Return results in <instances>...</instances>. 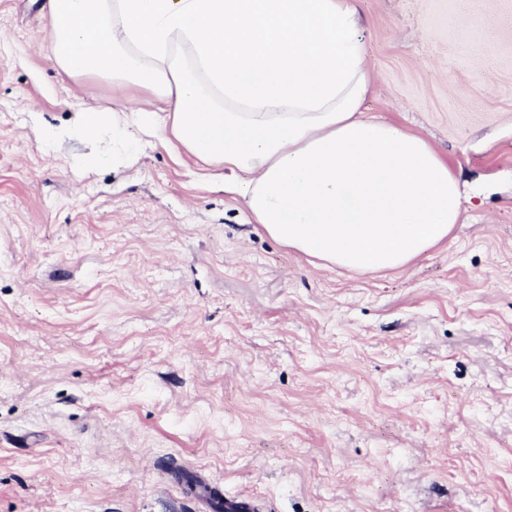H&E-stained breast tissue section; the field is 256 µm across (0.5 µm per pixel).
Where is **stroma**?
I'll list each match as a JSON object with an SVG mask.
<instances>
[{"instance_id":"obj_1","label":"stroma","mask_w":512,"mask_h":512,"mask_svg":"<svg viewBox=\"0 0 512 512\" xmlns=\"http://www.w3.org/2000/svg\"><path fill=\"white\" fill-rule=\"evenodd\" d=\"M0 0V512H512V0H357L363 109L461 175L408 267L309 261L164 146L37 129L148 97L70 78Z\"/></svg>"}]
</instances>
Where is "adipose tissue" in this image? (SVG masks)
<instances>
[{"label":"adipose tissue","mask_w":512,"mask_h":512,"mask_svg":"<svg viewBox=\"0 0 512 512\" xmlns=\"http://www.w3.org/2000/svg\"><path fill=\"white\" fill-rule=\"evenodd\" d=\"M61 69L146 89L131 112L74 113L42 136L107 135L91 169L184 150L223 173L262 231L353 272L399 269L447 239L459 176L421 136L367 115L373 77L353 0H48Z\"/></svg>","instance_id":"obj_1"}]
</instances>
